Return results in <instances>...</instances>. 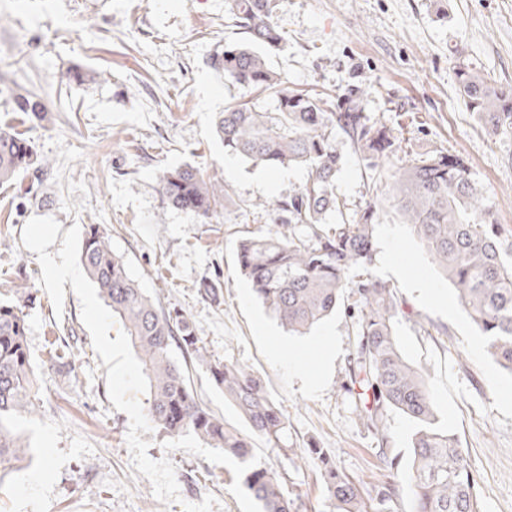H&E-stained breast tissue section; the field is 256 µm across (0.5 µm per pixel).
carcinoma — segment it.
<instances>
[{
	"label": "carcinoma",
	"mask_w": 512,
	"mask_h": 512,
	"mask_svg": "<svg viewBox=\"0 0 512 512\" xmlns=\"http://www.w3.org/2000/svg\"><path fill=\"white\" fill-rule=\"evenodd\" d=\"M278 0H229V18L248 34V42L226 46L208 65L224 79L271 91L274 112L231 104L217 113L214 130L224 149L254 166L298 167L303 185L274 202L259 200L250 209L267 212L275 230L241 238L236 248L239 273L280 324L305 334L339 309L354 335L349 361V392L362 425L377 439L382 469L394 474L401 461L388 454V413L396 410L424 424L413 434L411 472L414 512H480L477 480L458 439L428 429L436 424L425 372L401 353L395 323V292L371 273L348 277L354 264L371 267L375 257L376 201L396 206L429 257L454 287L464 311L484 334L493 336L490 357L512 373V245H504L495 204L478 188L468 161L442 150L410 151L404 165L385 175L380 161L402 149L398 130L372 120L364 102L369 88L353 85L334 103L320 93L285 88L266 54L279 45ZM460 91L467 106L495 133H512V92L498 87L481 70L462 66ZM14 111L42 122L47 111L23 87H8ZM343 135L371 172V199L365 208L347 212L336 194L343 156L336 136ZM49 168L25 133L0 127V183L14 181L28 169ZM159 186L167 203L205 220L215 219L228 199L198 166L164 171ZM84 270L129 336L149 383L147 417L170 437L193 434L220 448L244 466V485L262 512H295L276 474L255 465L253 441L272 448L284 445L287 421L280 404L250 369L215 357L201 345L190 319L175 307L153 300L112 250L111 237L90 224L81 246ZM29 291L19 303L0 302V467L21 462L28 447L11 429V421L35 408L41 377L27 342L24 309L36 304ZM206 366L214 387L248 427L244 433L224 423L196 391L173 359L172 346ZM325 490L336 512H392L395 485L387 481L375 494L328 465Z\"/></svg>",
	"instance_id": "1"
}]
</instances>
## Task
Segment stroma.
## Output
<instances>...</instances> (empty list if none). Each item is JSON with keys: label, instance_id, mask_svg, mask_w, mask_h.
<instances>
[{"label": "stroma", "instance_id": "35a3bbf8", "mask_svg": "<svg viewBox=\"0 0 512 512\" xmlns=\"http://www.w3.org/2000/svg\"><path fill=\"white\" fill-rule=\"evenodd\" d=\"M229 0H0V73L24 86L51 114L47 123L15 112L0 95V124L25 131L51 171H28L0 184V301L23 288L38 291L27 311L28 344L43 382L35 410L13 429L30 448L26 460L0 472V512H183L206 495L212 512H260L245 493L240 466L188 434L152 432L148 454L170 458L181 500L160 503L131 464L126 413L108 398L107 368L83 324L81 304L66 292L55 311L40 290L37 255L22 231L35 216L63 229L101 224L141 288L165 307L183 310L208 352L259 375L288 417L286 445L256 444V459L280 478L302 512H332L321 473L336 469L373 492L384 480L373 435L345 388L351 323L337 313L303 336L289 335L238 272L241 237L270 231L268 217L242 207L274 201L298 189L304 170L270 168L230 155L214 132L217 112L248 103L271 112L276 101L233 84L207 65L227 43L245 42L233 26ZM285 42L269 51L271 66L294 89L330 97L352 84L370 86L372 118L401 127L402 152L382 171L404 164L408 151L441 149L470 163L484 194L496 203L504 236L512 235V134L489 132L465 105L460 65L481 69L512 90V0H279ZM84 82H74L72 69ZM346 162L336 192L350 211L370 199L368 172L338 139ZM208 169L229 192L217 220L207 223L173 209L158 178L183 164ZM217 284L219 302L201 298L200 280ZM396 330L410 363H426L427 348L449 358L470 399H456L457 433L478 483L482 512H512V418L492 409L491 389L447 320L426 313L398 292ZM68 326L71 362L53 365L48 351L58 325ZM194 389L225 420L242 427L205 366L185 360ZM487 405L489 413L478 410Z\"/></svg>", "mask_w": 512, "mask_h": 512}]
</instances>
